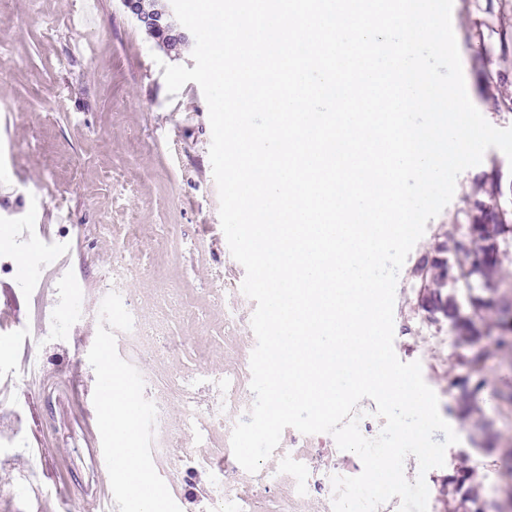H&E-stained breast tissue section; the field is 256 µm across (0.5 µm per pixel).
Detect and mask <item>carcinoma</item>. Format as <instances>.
I'll list each match as a JSON object with an SVG mask.
<instances>
[{
	"mask_svg": "<svg viewBox=\"0 0 512 512\" xmlns=\"http://www.w3.org/2000/svg\"><path fill=\"white\" fill-rule=\"evenodd\" d=\"M477 211L467 232L460 239L448 231L452 248L450 256L436 253L423 258L418 267L421 278V302L427 312L448 320L462 348L457 366L463 373L448 381V390L456 392L463 418L480 414L476 395L487 383L485 368L499 353L512 351V291L499 292L498 282L504 278V264L512 261V209L474 202ZM440 272L442 281L452 292L442 295L440 286L429 278L432 270ZM479 276L491 296L484 298L467 292L458 295V285L470 286ZM483 481L461 460L456 473L448 476V512H504L503 506L480 493Z\"/></svg>",
	"mask_w": 512,
	"mask_h": 512,
	"instance_id": "obj_1",
	"label": "carcinoma"
}]
</instances>
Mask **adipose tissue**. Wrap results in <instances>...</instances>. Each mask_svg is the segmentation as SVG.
Masks as SVG:
<instances>
[{
    "label": "adipose tissue",
    "instance_id": "obj_1",
    "mask_svg": "<svg viewBox=\"0 0 512 512\" xmlns=\"http://www.w3.org/2000/svg\"><path fill=\"white\" fill-rule=\"evenodd\" d=\"M135 398L133 388L121 386L100 407V416L113 436L116 486L131 502V512H167L166 490L151 480L146 467L131 461L135 434L131 406Z\"/></svg>",
    "mask_w": 512,
    "mask_h": 512
}]
</instances>
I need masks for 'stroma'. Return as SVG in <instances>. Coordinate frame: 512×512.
Segmentation results:
<instances>
[{"instance_id":"1","label":"stroma","mask_w":512,"mask_h":512,"mask_svg":"<svg viewBox=\"0 0 512 512\" xmlns=\"http://www.w3.org/2000/svg\"><path fill=\"white\" fill-rule=\"evenodd\" d=\"M452 26L471 102L493 126H512V0H453ZM157 51L120 0H9L0 8V116L8 118L0 127V232L12 236L0 244V258L28 248L24 228L36 223L44 202L69 220L52 227L53 242L37 250L36 261L84 243L80 263L52 283L58 320L47 323L38 351L48 376L19 399L27 428L48 438L55 456L48 477L74 510L96 470L84 444L88 425L78 413L90 397L72 388L68 374L79 371L94 387L105 344L138 393L142 427L135 445L153 481L168 491V512H216L219 485L245 498V512H333L331 478L351 476L358 457L339 450L332 435L286 428L255 473L233 456L232 430L254 402L256 303L241 290L245 270L221 227L207 103L192 82L168 94ZM486 176L501 185L499 204L512 207V163L489 149L458 177L451 202L428 222L396 287L394 351L401 361H420L441 416L464 436L447 449L444 466L426 475L428 512H448V477L464 457L497 483L499 501L512 497V474L501 463L512 447V405L502 399L512 392V360L487 366L479 400L492 426L482 433L476 421L458 417L448 392L458 373L455 335L418 302L420 259L447 244L450 225L466 223ZM120 257L134 268L126 284L129 307L159 327L152 343L122 338V310L103 314L92 299ZM88 324L93 336L75 335ZM187 396L223 408V419L201 418L181 456L156 451L161 428H180ZM25 438L21 431L0 441V512L37 510L11 466L23 460ZM292 449L306 453L310 486L301 500L286 479Z\"/></svg>"}]
</instances>
